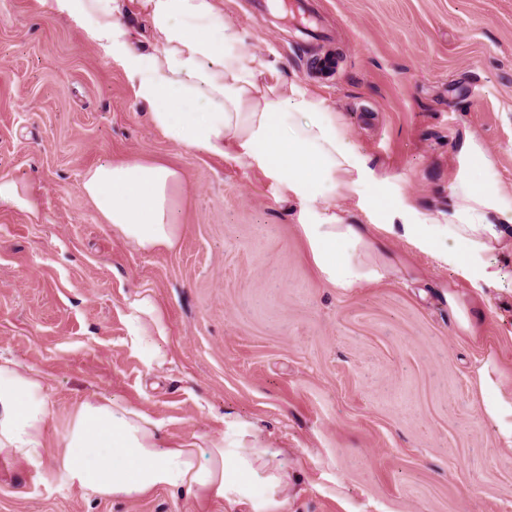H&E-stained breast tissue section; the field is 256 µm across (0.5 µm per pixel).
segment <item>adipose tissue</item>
<instances>
[{
    "label": "adipose tissue",
    "mask_w": 512,
    "mask_h": 512,
    "mask_svg": "<svg viewBox=\"0 0 512 512\" xmlns=\"http://www.w3.org/2000/svg\"><path fill=\"white\" fill-rule=\"evenodd\" d=\"M46 2L122 68L169 141L259 168L281 199L298 204L297 229L324 283L348 291L407 273L384 239L395 227L464 280L499 283V269L483 259L498 247L497 224H512V204L497 189L460 180L444 224L411 202L390 207L391 222L383 229L348 223L329 197L373 193L374 170L323 101L273 77L271 63L237 53L239 31L215 12L212 0H145L163 42L151 54L131 49L115 0ZM182 185L178 169L146 159L103 163L82 179L84 193L113 232L143 252L178 245ZM126 318L129 343L143 352L147 368L166 369L170 361L156 343L165 339L167 322L154 297L136 293L127 302ZM501 383L497 362L485 359L476 371L481 416L512 452V394H504ZM52 417L40 373L0 355L1 460L49 467L59 485L105 499L168 488L203 504L277 512L288 493L287 474L272 463L274 450L234 420L226 422L220 439L172 444L148 414L95 393L67 413L59 432L62 450L51 456L46 440Z\"/></svg>",
    "instance_id": "obj_1"
}]
</instances>
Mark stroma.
Returning <instances> with one entry per match:
<instances>
[{"mask_svg": "<svg viewBox=\"0 0 512 512\" xmlns=\"http://www.w3.org/2000/svg\"><path fill=\"white\" fill-rule=\"evenodd\" d=\"M117 4L136 48L159 49L143 0ZM214 4L244 59L275 62L335 112L390 202L444 224L467 177L512 203V0H312L328 41L254 20L250 0ZM327 53L335 75L312 78ZM470 137L488 165L467 166ZM140 158L183 174L174 250H136L81 189L95 166ZM0 180L37 204L0 205V353L46 380L49 454L71 406L106 393L173 443L221 438L228 416L248 425L288 473L280 512H512V453L482 420L475 381L492 355L512 391V226L498 287L467 288L482 310L474 335L438 295L457 273L399 235L391 250L417 281L329 287L295 203L258 169L170 142L122 69L40 0H0ZM143 291L167 319L161 372L127 343L126 305ZM0 512L195 509L165 488L97 499L0 462Z\"/></svg>", "mask_w": 512, "mask_h": 512, "instance_id": "1", "label": "stroma"}]
</instances>
